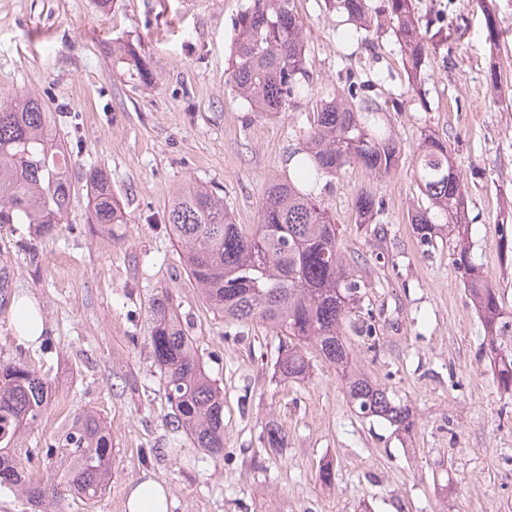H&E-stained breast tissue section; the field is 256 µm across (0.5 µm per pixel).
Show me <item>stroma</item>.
I'll return each mask as SVG.
<instances>
[{"instance_id":"1","label":"stroma","mask_w":512,"mask_h":512,"mask_svg":"<svg viewBox=\"0 0 512 512\" xmlns=\"http://www.w3.org/2000/svg\"><path fill=\"white\" fill-rule=\"evenodd\" d=\"M414 0L439 46L411 88L386 0H367L371 30L343 23L326 0H295L309 82L287 112H255L225 85L234 19L245 0H0V101L27 91L45 101L75 177L67 219L47 236L0 224V364L26 363L52 386L43 418L20 441L33 478L83 412L107 422L112 485L93 502L68 497L47 512H124L126 486L150 471L172 512H512V395L493 380L483 327L454 266L456 239L422 250L410 218L421 201L415 158L438 136L467 196L472 254L512 320V0ZM132 44L157 76L132 80L112 48ZM356 91L380 106L400 147L377 174L353 164L314 188L341 249L368 286L376 339L345 328L362 372L392 389L416 422L393 425L350 406L333 366L311 353L303 380L275 374L280 340L256 322L229 323L190 281L162 213L174 189H215L248 227L272 180L291 176L316 104ZM106 174L127 221L104 238L89 221L85 173ZM369 191L382 209L357 221ZM31 298L46 333L17 342L11 303ZM177 313L206 371L224 391V453L195 447L168 424L171 407L150 345L153 308ZM287 438L267 456V424ZM331 463L323 485L318 471Z\"/></svg>"}]
</instances>
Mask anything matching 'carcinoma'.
Returning <instances> with one entry per match:
<instances>
[{"label": "carcinoma", "mask_w": 512, "mask_h": 512, "mask_svg": "<svg viewBox=\"0 0 512 512\" xmlns=\"http://www.w3.org/2000/svg\"><path fill=\"white\" fill-rule=\"evenodd\" d=\"M336 8L364 20L365 0H336ZM391 15L405 48L407 70L414 73L428 58L418 31L412 0H390ZM234 45L226 84L260 112H285L308 78L303 24L295 0H247L234 21ZM133 76L150 84L155 75L132 48ZM331 99L310 114L304 149L294 178L276 180L268 188L258 224H236L224 197L197 184L172 194L164 223L180 245L188 276L204 300L229 322L259 320L289 337L290 348L278 355L275 372L304 378L311 368L302 345L340 370L349 403L364 419H383L409 432L415 424L409 407L396 394L372 383L356 367L341 327L357 315L360 331L377 334L372 310L361 312L363 277L350 269L340 247L336 225L324 203L297 185L335 175L358 162L374 173L394 169L400 147L379 125V107L362 100ZM447 145L428 136L415 161V176L424 203L412 215V230L423 246L433 244L442 228L466 235V198ZM70 155L53 135L51 112L38 96L17 93L0 103V224H35L49 234L64 223L72 179ZM93 194L91 220L102 228L124 223L119 202L101 171L89 172ZM381 205L371 193L356 199L359 223L368 224ZM466 275L470 299L484 330L485 355L494 364L498 387L512 391V352L501 347L508 322L497 288L468 248L454 258ZM150 343L167 399L173 409L169 424L189 435L196 447L224 453V391L205 372L177 317L158 308ZM46 382L21 362L0 365V486L25 497L34 510L65 488L87 501L101 497L112 483V440L101 416L88 411L63 434L56 468L47 479L33 480L18 457V441L27 426L49 406ZM285 435L266 429L265 451L279 454Z\"/></svg>", "instance_id": "obj_1"}]
</instances>
